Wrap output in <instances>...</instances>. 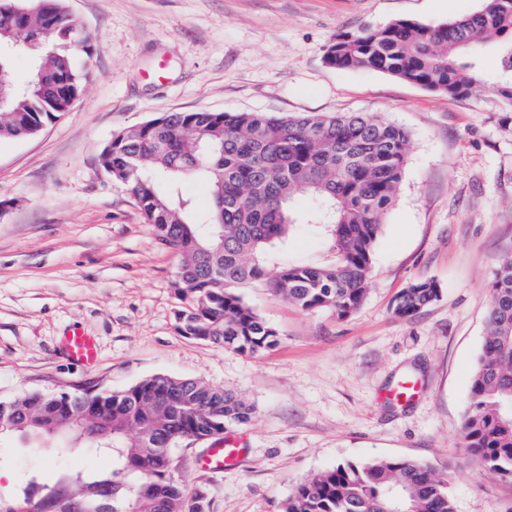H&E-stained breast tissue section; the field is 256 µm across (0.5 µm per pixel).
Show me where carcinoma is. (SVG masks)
<instances>
[{"label": "carcinoma", "instance_id": "cac0c4a2", "mask_svg": "<svg viewBox=\"0 0 512 512\" xmlns=\"http://www.w3.org/2000/svg\"><path fill=\"white\" fill-rule=\"evenodd\" d=\"M499 48L497 68L480 63ZM33 59L31 80L13 84L8 52ZM327 65L373 69L448 97L488 88L512 107V0H483L476 13L441 24L400 18L336 36ZM89 37L65 0H0V137H24L69 112L91 76ZM407 132L378 115L171 112L127 129L98 157L137 199L146 223L182 254L176 314L188 339L257 355L278 331L232 288L261 282L305 312L345 318L364 300L385 212L407 161ZM199 179L211 207L197 213L180 184ZM304 194L309 202L295 204ZM301 224L326 229L334 259L271 272L266 247ZM487 334L461 425L465 456L512 478V256L487 284ZM440 293L430 280L403 289L395 317L408 320ZM236 394L202 381L154 375L121 392L31 394L0 401V437L56 439V455L81 447L112 468L62 470L52 483L32 474L0 512H208L199 491L169 474L180 440H207L250 419ZM283 512H455L436 468L409 458L339 463L302 482Z\"/></svg>", "mask_w": 512, "mask_h": 512}]
</instances>
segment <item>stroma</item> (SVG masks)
I'll list each match as a JSON object with an SVG mask.
<instances>
[{
	"mask_svg": "<svg viewBox=\"0 0 512 512\" xmlns=\"http://www.w3.org/2000/svg\"><path fill=\"white\" fill-rule=\"evenodd\" d=\"M91 38L92 70L71 112L34 136L0 138V400L23 394L118 392L153 375L194 379L253 405L230 426L246 457L213 473L197 459L212 440H182L171 474L202 490L210 512H282L294 488L341 462L414 458L447 478L455 512H512V478L465 461L460 427L487 329L485 286L512 255V124L487 89L451 98L375 70L325 64L336 34L398 18L438 24L482 0H66ZM333 115L366 112L409 134L407 165L383 218L372 275L347 318L305 312L264 284L237 292L280 334L250 356L181 336L187 302L180 254L146 224L136 199L97 164L117 133L165 112ZM322 229L299 225L265 264L322 261ZM431 280L440 294L409 321L395 296ZM79 327L97 340L83 369L59 349ZM418 381L409 405L384 393ZM107 469L0 441V497L31 472Z\"/></svg>",
	"mask_w": 512,
	"mask_h": 512,
	"instance_id": "stroma-1",
	"label": "stroma"
}]
</instances>
